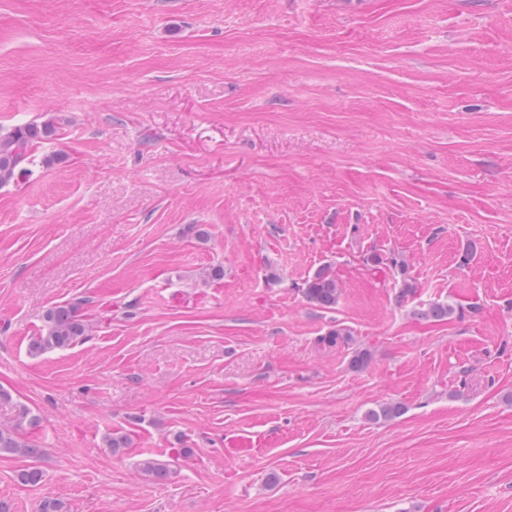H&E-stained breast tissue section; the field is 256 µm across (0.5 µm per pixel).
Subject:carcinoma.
<instances>
[{"instance_id": "1", "label": "carcinoma", "mask_w": 512, "mask_h": 512, "mask_svg": "<svg viewBox=\"0 0 512 512\" xmlns=\"http://www.w3.org/2000/svg\"><path fill=\"white\" fill-rule=\"evenodd\" d=\"M57 135L56 122L52 119L37 123L32 122L16 128L11 133L0 136V184L17 182L29 174V166L34 164L33 151L37 144L51 140ZM372 263L383 264L400 281V289L396 295L399 303L407 300L415 292V285L408 273L407 262L391 253L384 257L374 253L370 256ZM303 294L308 301L323 307L336 306L341 295V284L335 270L326 265L317 269L304 282ZM455 313V308L445 302H433L422 308L416 315L435 320H448ZM90 323L80 313V308L73 304L54 306L44 315V324L37 336L29 344L33 355H41L49 351L63 350L83 341L89 332ZM351 332L338 325L325 335L318 337L317 345L324 348H335L348 343ZM403 407L399 404H384L368 412L372 421H388L401 414ZM39 419L23 407L19 409L17 423L11 427H0V454L9 453L28 459H37L40 449L29 441L22 430L24 427H35ZM142 471L148 477L163 479L169 474L168 464L146 459L142 463Z\"/></svg>"}]
</instances>
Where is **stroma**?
<instances>
[{
    "label": "stroma",
    "instance_id": "obj_1",
    "mask_svg": "<svg viewBox=\"0 0 512 512\" xmlns=\"http://www.w3.org/2000/svg\"><path fill=\"white\" fill-rule=\"evenodd\" d=\"M49 118L0 186L11 512H512V0H0V135ZM63 303L88 337L31 355ZM370 260L374 265L383 264L393 273L394 277L399 278L400 289L396 295L398 303H403L405 300L414 294L415 285L408 273L407 262L396 256L394 253H389V256L383 257L380 254L374 253L370 256ZM302 290L309 302L323 308H332L341 295V284L335 270L326 265L305 280ZM38 423L39 419L27 408H20L17 423L14 426L0 427V455L9 453L33 459L32 463H34L40 455V448H36V445L24 436L22 430L24 426L35 427Z\"/></svg>",
    "mask_w": 512,
    "mask_h": 512
}]
</instances>
